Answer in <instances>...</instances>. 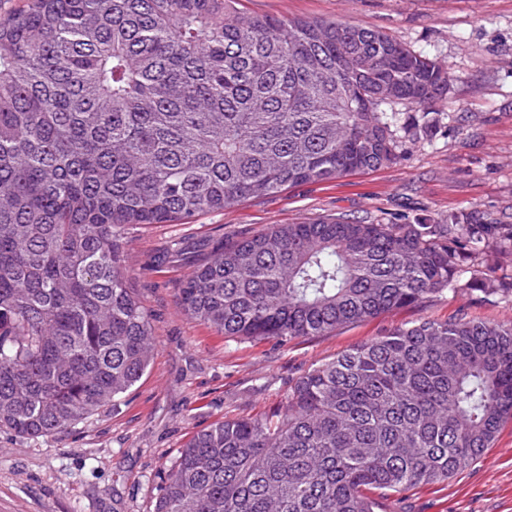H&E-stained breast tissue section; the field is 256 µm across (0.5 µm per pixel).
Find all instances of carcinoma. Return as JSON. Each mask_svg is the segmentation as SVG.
<instances>
[{
	"label": "carcinoma",
	"instance_id": "1",
	"mask_svg": "<svg viewBox=\"0 0 512 512\" xmlns=\"http://www.w3.org/2000/svg\"><path fill=\"white\" fill-rule=\"evenodd\" d=\"M238 2L27 0L0 18V427L65 432L146 372L125 225L388 167L430 135L451 80L437 61L381 30ZM510 252L512 224L478 212L274 224L216 244L178 301L226 338L285 344L448 290L512 294ZM509 421L512 320L418 321L313 366L286 410L196 432L155 512H381L447 482Z\"/></svg>",
	"mask_w": 512,
	"mask_h": 512
}]
</instances>
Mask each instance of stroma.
<instances>
[{
  "label": "stroma",
  "mask_w": 512,
  "mask_h": 512,
  "mask_svg": "<svg viewBox=\"0 0 512 512\" xmlns=\"http://www.w3.org/2000/svg\"><path fill=\"white\" fill-rule=\"evenodd\" d=\"M254 14L345 21L384 31L449 69L432 133L398 164L301 184L189 224L123 228L127 281L150 315L153 359L132 389L70 431L0 428V512H154L164 468L225 419L284 410L293 379L395 327L465 314L512 318V297L448 291L417 306L280 345L225 339L181 309L178 290L220 239L344 215L434 224L478 211L512 224V0H241ZM185 249L172 256L173 246ZM384 512H512V422L447 483L391 497Z\"/></svg>",
  "instance_id": "stroma-1"
}]
</instances>
